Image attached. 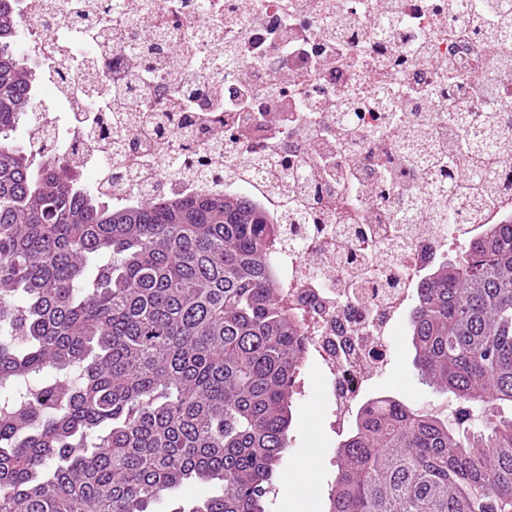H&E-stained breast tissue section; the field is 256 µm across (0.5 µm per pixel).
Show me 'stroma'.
Wrapping results in <instances>:
<instances>
[{
	"mask_svg": "<svg viewBox=\"0 0 512 512\" xmlns=\"http://www.w3.org/2000/svg\"><path fill=\"white\" fill-rule=\"evenodd\" d=\"M391 363L373 381L368 398L394 397L414 409L456 421L462 403L422 385L413 368L414 349L408 318H401L390 338ZM328 397L315 356H308L292 402L288 448L277 469L266 512H328V493L336 480V449L348 434L326 409Z\"/></svg>",
	"mask_w": 512,
	"mask_h": 512,
	"instance_id": "stroma-1",
	"label": "stroma"
}]
</instances>
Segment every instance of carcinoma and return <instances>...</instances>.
Listing matches in <instances>:
<instances>
[{"label": "carcinoma", "instance_id": "1", "mask_svg": "<svg viewBox=\"0 0 512 512\" xmlns=\"http://www.w3.org/2000/svg\"><path fill=\"white\" fill-rule=\"evenodd\" d=\"M17 2L0 0V512H265L305 362L282 228L225 189L114 204L63 154L16 144L37 107ZM461 149L488 160L478 137ZM410 331L422 383L469 407L450 427L391 397L362 404L329 512H504L512 222L433 267ZM193 481L220 491L168 497Z\"/></svg>", "mask_w": 512, "mask_h": 512}]
</instances>
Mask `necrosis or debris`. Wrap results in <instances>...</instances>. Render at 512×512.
I'll return each mask as SVG.
<instances>
[{
    "instance_id": "obj_1",
    "label": "necrosis or debris",
    "mask_w": 512,
    "mask_h": 512,
    "mask_svg": "<svg viewBox=\"0 0 512 512\" xmlns=\"http://www.w3.org/2000/svg\"><path fill=\"white\" fill-rule=\"evenodd\" d=\"M100 2L25 0V42L52 90L27 138L70 153L116 203L141 198L168 167L172 193H244L286 225L316 211L327 233L297 231L279 255L284 303L348 421L385 371L391 327L430 257L512 218V124L492 139L479 190L462 156L451 197L427 176L465 136L459 117H512V39L478 34L497 0H212L206 15L200 0ZM174 70L176 96L164 90ZM111 107L121 123L100 132ZM187 140L207 163L183 174ZM253 155L263 167L249 166ZM449 205L471 206L467 221L442 224Z\"/></svg>"
}]
</instances>
